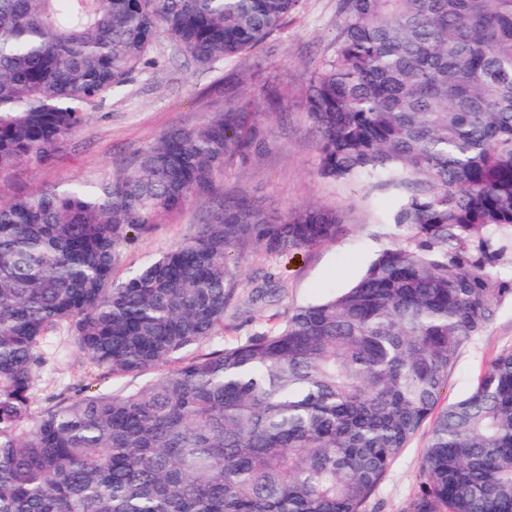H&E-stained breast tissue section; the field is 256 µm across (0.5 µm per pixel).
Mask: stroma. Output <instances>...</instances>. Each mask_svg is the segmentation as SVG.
Segmentation results:
<instances>
[{
  "label": "stroma",
  "instance_id": "35a3bbf8",
  "mask_svg": "<svg viewBox=\"0 0 512 512\" xmlns=\"http://www.w3.org/2000/svg\"><path fill=\"white\" fill-rule=\"evenodd\" d=\"M344 16L341 0H303L285 28L255 48L213 67H200L165 35L120 92L88 100L79 131L48 161L33 159L0 172V200L72 181L109 182L122 165L173 128L196 129L231 106L257 110L256 145L214 176L212 195L191 199L157 218V228L123 248L116 269L123 277L160 252L193 235L219 201L250 203L282 213L308 203L342 210L347 222L336 239L312 249L279 255L251 254L240 270L243 299L224 329L200 347L210 352L246 341L269 320L349 287L386 244L382 229L393 208L390 193L366 184H344L317 173L319 138L303 103L315 67L334 54ZM75 339L61 328L49 338L47 359L32 391L33 409L53 397L86 387L102 393L134 386L97 370L74 352ZM512 349V304L502 305L485 333L461 347L448 373L444 402L467 394L489 361ZM429 437L421 430L402 449L363 512H406L419 482Z\"/></svg>",
  "mask_w": 512,
  "mask_h": 512
}]
</instances>
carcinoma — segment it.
Returning a JSON list of instances; mask_svg holds the SVG:
<instances>
[{"label": "carcinoma", "instance_id": "cac0c4a2", "mask_svg": "<svg viewBox=\"0 0 512 512\" xmlns=\"http://www.w3.org/2000/svg\"><path fill=\"white\" fill-rule=\"evenodd\" d=\"M302 0H0V171L47 161L83 103L148 64L161 33L210 66ZM305 105L318 173L398 192L360 280L222 350L239 269L336 238L316 204H223L118 280L128 242L208 192L248 113L162 134L112 183L0 202V512H361L431 422L409 512H512V349L439 407L460 347L512 301V0H343ZM144 385L35 413L42 345Z\"/></svg>", "mask_w": 512, "mask_h": 512}]
</instances>
